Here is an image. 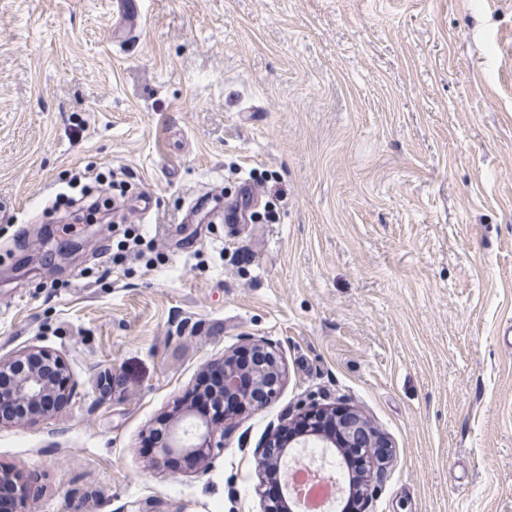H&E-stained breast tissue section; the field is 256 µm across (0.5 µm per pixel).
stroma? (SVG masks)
<instances>
[{"instance_id":"stroma-1","label":"stroma","mask_w":512,"mask_h":512,"mask_svg":"<svg viewBox=\"0 0 512 512\" xmlns=\"http://www.w3.org/2000/svg\"><path fill=\"white\" fill-rule=\"evenodd\" d=\"M112 2L0 0V355L72 382L0 428V466L37 512H263L255 449L336 403L387 443L369 512H512V0H144L124 37ZM85 168L133 193L67 233L42 209ZM127 218L151 247L103 273ZM248 338L277 399L206 472L150 467V429ZM255 197L256 193L252 185L248 182L243 183L236 196L228 199L224 205V224L228 226L245 224L248 207H251ZM245 344L246 350L256 354V363L251 371L256 387L262 394L261 403L271 402L280 391L285 370L266 342L248 339Z\"/></svg>"}]
</instances>
